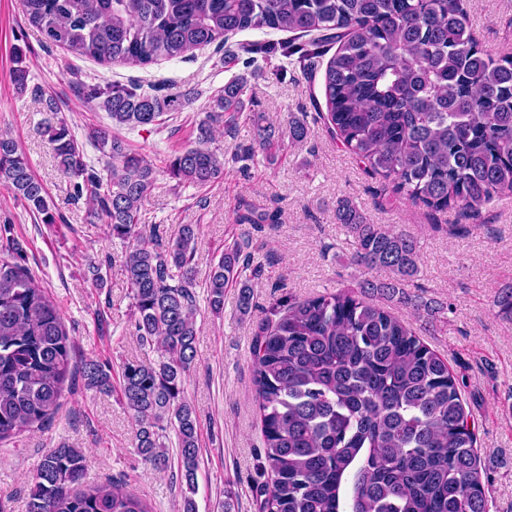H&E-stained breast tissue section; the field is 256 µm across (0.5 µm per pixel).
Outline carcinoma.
<instances>
[{
	"label": "carcinoma",
	"instance_id": "carcinoma-1",
	"mask_svg": "<svg viewBox=\"0 0 512 512\" xmlns=\"http://www.w3.org/2000/svg\"><path fill=\"white\" fill-rule=\"evenodd\" d=\"M29 24L45 38L100 63L144 66L174 59L245 30L309 37L299 59L338 43L324 71L326 130L393 191L431 212L457 209L481 226L482 208L512 195V55L493 57L469 28L463 0H22ZM11 81L34 93L44 132L90 223L128 243L122 260L143 344L156 362H127L119 386L106 365L83 366L86 385L118 392L136 421L135 448L153 468L170 467L164 420L174 425L178 462L196 512L199 436L184 395L196 354L197 226L170 235L142 222L155 182L144 156L107 128L89 138L112 165L89 166L53 96L29 87L22 47H13ZM246 80L233 77L211 97L197 141L170 160L181 183L206 187L224 176V156L208 147L213 129L235 124ZM81 97L119 125L165 122L188 95L151 94L135 86L82 83ZM254 144L230 160L252 157L279 141L276 127L253 115ZM310 134L304 118L288 137ZM0 185L44 224L56 223L46 189L28 156L0 135ZM336 218L356 240L350 263L384 270L359 290L293 301L254 337L253 374L261 413L267 480L256 489L259 512H487L476 434L448 363L386 307L364 299L400 296L419 273L416 242L392 224L370 223L348 200ZM240 224H276L278 211L248 209ZM250 256L226 250L208 273L211 311L224 310V288ZM73 343L56 305L27 266L13 224L0 222V441L50 419L59 407ZM86 457L65 443L50 449L32 478L27 512H149L139 497L112 485L81 488Z\"/></svg>",
	"mask_w": 512,
	"mask_h": 512
}]
</instances>
